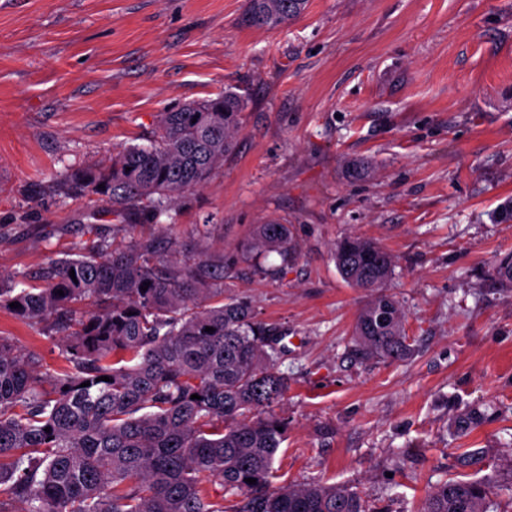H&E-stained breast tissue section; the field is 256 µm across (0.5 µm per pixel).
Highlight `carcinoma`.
Segmentation results:
<instances>
[{"mask_svg": "<svg viewBox=\"0 0 512 512\" xmlns=\"http://www.w3.org/2000/svg\"><path fill=\"white\" fill-rule=\"evenodd\" d=\"M307 3L249 0L244 21L276 28ZM245 107L227 89L163 112L151 145L128 146L58 185L77 183L127 210L156 207L224 166ZM161 251L153 239L116 245L102 235L79 254L49 258L37 285L0 282V309L61 336L68 364L49 375L0 336V512H374L345 485L273 486L288 432L276 413L288 388L275 348L283 330L257 319L251 302L224 296L223 261L180 266ZM271 252L285 265L296 254L289 225L277 220L254 225L245 246ZM334 260L348 285L369 292L353 351L407 359L404 312L385 291L392 256L348 236ZM420 512H499V504L482 481L447 480Z\"/></svg>", "mask_w": 512, "mask_h": 512, "instance_id": "1", "label": "carcinoma"}]
</instances>
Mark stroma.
I'll use <instances>...</instances> for the list:
<instances>
[{"instance_id":"stroma-1","label":"stroma","mask_w":512,"mask_h":512,"mask_svg":"<svg viewBox=\"0 0 512 512\" xmlns=\"http://www.w3.org/2000/svg\"><path fill=\"white\" fill-rule=\"evenodd\" d=\"M248 2L0 0V276L29 280L97 233L173 238L185 264L223 256L225 293L287 332L274 485L342 483L418 512L439 483L477 479L512 512V282L496 275L512 254V0H308L275 29L247 26ZM227 89L247 108L204 186L148 215L57 192ZM270 219L297 244L279 274L276 254L243 253ZM346 236L395 260L406 360L350 351L366 295L336 269ZM0 335L63 363L57 336L3 309Z\"/></svg>"}]
</instances>
